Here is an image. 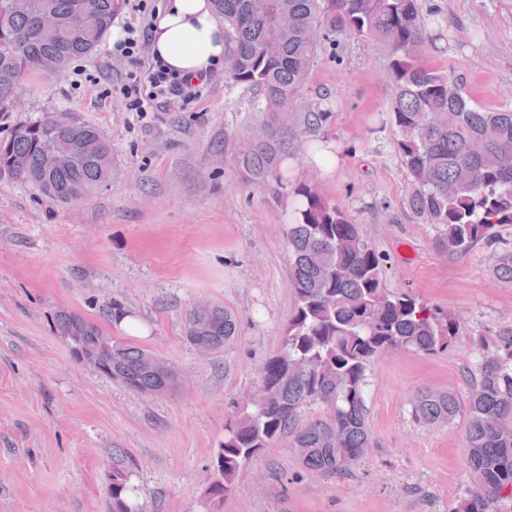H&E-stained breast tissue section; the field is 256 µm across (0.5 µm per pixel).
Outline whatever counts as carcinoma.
Returning <instances> with one entry per match:
<instances>
[{
  "label": "carcinoma",
  "mask_w": 512,
  "mask_h": 512,
  "mask_svg": "<svg viewBox=\"0 0 512 512\" xmlns=\"http://www.w3.org/2000/svg\"><path fill=\"white\" fill-rule=\"evenodd\" d=\"M123 0H0V104L14 99L28 76L49 78L72 60L92 57L112 28ZM224 16V69L234 83L263 91L268 114L261 135L239 150V165L258 185L286 188L283 163L292 152L281 113L292 112L308 81L320 39L348 32L381 45L389 57L391 115L410 192L407 208L427 224L445 227L448 248L465 254L490 243L495 228L512 224V109L471 106L450 71L425 64L432 37L418 0H213ZM57 39L42 40L43 22ZM279 43L275 56L265 54ZM60 136L71 139L73 162L49 168L45 158ZM0 176L30 185L44 197L68 204L112 178L107 137L73 112H45L18 124L0 142ZM293 193L299 206L286 232L294 309L281 349L260 368L259 400L225 425L204 496L221 503L240 473L263 449L292 438L309 472L352 471L373 440L366 424V370L386 350L433 355L448 350L459 325L448 312L387 288L384 259L344 210L323 200L308 183ZM496 272L512 281V247L497 254ZM55 330L73 347L112 348V371L125 388L163 396L177 373L147 370L153 354L112 340L95 324L67 312ZM237 335L236 316L215 306L210 322L186 317V339L202 337L217 350ZM323 404L328 419L298 426L301 409ZM460 410L451 391L423 392L415 417L449 423ZM464 427L471 484L457 512H487L497 500L512 512V338L480 369ZM135 462L112 452L108 495L111 512H133L129 503Z\"/></svg>",
  "instance_id": "obj_1"
}]
</instances>
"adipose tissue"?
Instances as JSON below:
<instances>
[{"instance_id": "obj_1", "label": "adipose tissue", "mask_w": 512, "mask_h": 512, "mask_svg": "<svg viewBox=\"0 0 512 512\" xmlns=\"http://www.w3.org/2000/svg\"><path fill=\"white\" fill-rule=\"evenodd\" d=\"M152 53L182 77L222 64L224 27L212 0H164L152 22Z\"/></svg>"}]
</instances>
